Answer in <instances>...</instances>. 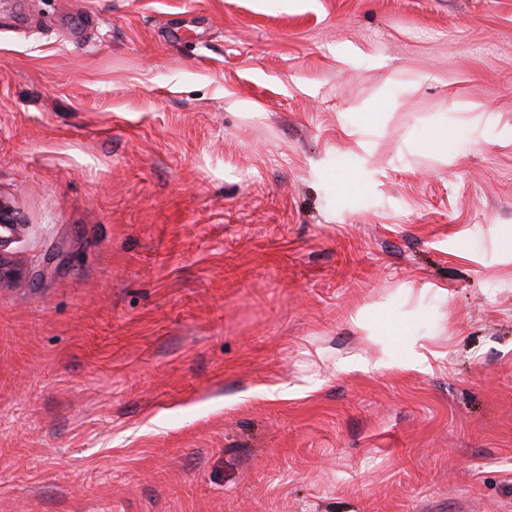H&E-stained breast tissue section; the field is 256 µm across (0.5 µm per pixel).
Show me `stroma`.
Instances as JSON below:
<instances>
[{"label":"stroma","mask_w":512,"mask_h":512,"mask_svg":"<svg viewBox=\"0 0 512 512\" xmlns=\"http://www.w3.org/2000/svg\"><path fill=\"white\" fill-rule=\"evenodd\" d=\"M0 512H512V0H0Z\"/></svg>","instance_id":"1"}]
</instances>
